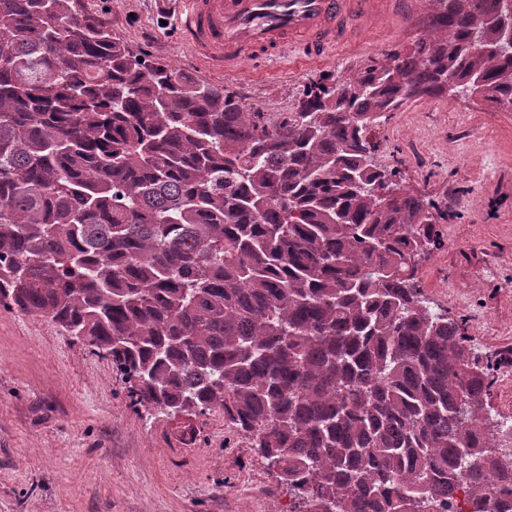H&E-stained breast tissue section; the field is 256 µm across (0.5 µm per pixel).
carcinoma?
Masks as SVG:
<instances>
[{"mask_svg": "<svg viewBox=\"0 0 512 512\" xmlns=\"http://www.w3.org/2000/svg\"><path fill=\"white\" fill-rule=\"evenodd\" d=\"M266 114L144 59L75 0H0V301L112 358L143 407H220L303 512H512L486 372L430 310L425 201L385 206L369 119L484 90L512 111V0ZM472 449L470 461L460 450Z\"/></svg>", "mask_w": 512, "mask_h": 512, "instance_id": "cac0c4a2", "label": "carcinoma"}]
</instances>
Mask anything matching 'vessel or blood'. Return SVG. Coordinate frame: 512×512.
Returning <instances> with one entry per match:
<instances>
[{"label": "vessel or blood", "mask_w": 512, "mask_h": 512, "mask_svg": "<svg viewBox=\"0 0 512 512\" xmlns=\"http://www.w3.org/2000/svg\"><path fill=\"white\" fill-rule=\"evenodd\" d=\"M180 35L212 70L300 53L318 62L347 27L372 14L374 0H181Z\"/></svg>", "instance_id": "obj_1"}]
</instances>
